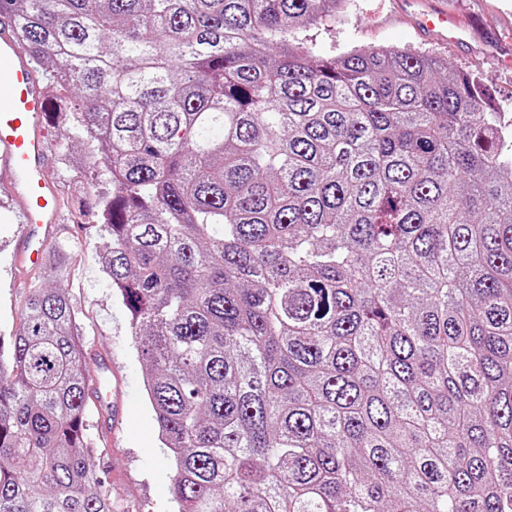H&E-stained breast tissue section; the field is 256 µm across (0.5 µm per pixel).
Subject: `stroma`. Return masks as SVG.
Returning a JSON list of instances; mask_svg holds the SVG:
<instances>
[{"label":"stroma","instance_id":"stroma-1","mask_svg":"<svg viewBox=\"0 0 512 512\" xmlns=\"http://www.w3.org/2000/svg\"><path fill=\"white\" fill-rule=\"evenodd\" d=\"M414 0H348L344 13L316 28L293 29L291 38L312 52L338 56L353 49H411L447 62L451 71L471 74L490 93L494 111L512 124V0H435L469 29L466 42H439L422 34ZM59 238L71 253L67 291L78 313L86 349L101 348L112 363L107 383L124 404L113 417L99 399L90 398L88 434L93 464L104 489L112 494V512H172L173 471L143 386L145 363L129 328V312L101 271L100 257L110 240L94 212L68 209ZM16 224L0 222V337L15 334L23 299L11 283L19 274L11 262L9 241ZM37 281L38 272L23 274Z\"/></svg>","mask_w":512,"mask_h":512}]
</instances>
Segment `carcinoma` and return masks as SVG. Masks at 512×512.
Segmentation results:
<instances>
[{
  "label": "carcinoma",
  "mask_w": 512,
  "mask_h": 512,
  "mask_svg": "<svg viewBox=\"0 0 512 512\" xmlns=\"http://www.w3.org/2000/svg\"><path fill=\"white\" fill-rule=\"evenodd\" d=\"M346 0H0L112 183L176 512H512V127L471 77L288 31ZM49 250L0 350V512H112Z\"/></svg>",
  "instance_id": "cac0c4a2"
}]
</instances>
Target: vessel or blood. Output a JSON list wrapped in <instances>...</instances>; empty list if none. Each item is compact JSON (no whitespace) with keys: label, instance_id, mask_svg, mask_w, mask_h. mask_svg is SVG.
I'll list each match as a JSON object with an SVG mask.
<instances>
[{"label":"vessel or blood","instance_id":"1","mask_svg":"<svg viewBox=\"0 0 512 512\" xmlns=\"http://www.w3.org/2000/svg\"><path fill=\"white\" fill-rule=\"evenodd\" d=\"M447 13H423L419 26L447 39ZM48 110L44 80L14 34L0 29V192L21 218L12 258L16 266L39 265L64 224L61 195L43 127Z\"/></svg>","mask_w":512,"mask_h":512}]
</instances>
